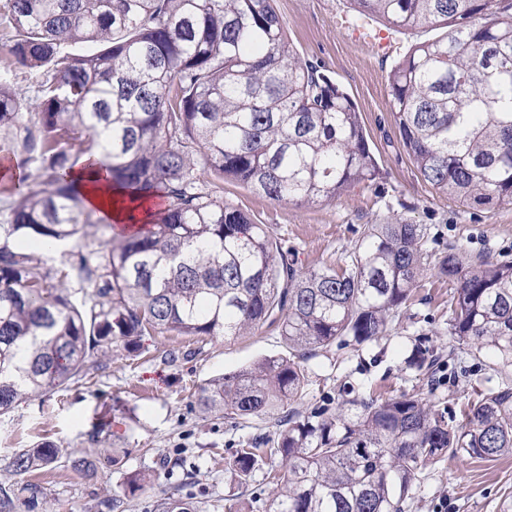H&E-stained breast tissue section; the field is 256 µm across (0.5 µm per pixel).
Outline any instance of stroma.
Listing matches in <instances>:
<instances>
[{
    "mask_svg": "<svg viewBox=\"0 0 512 512\" xmlns=\"http://www.w3.org/2000/svg\"><path fill=\"white\" fill-rule=\"evenodd\" d=\"M274 7L297 55L319 64L355 102L381 175L313 204L274 202L228 181L225 202L254 223L268 225L303 269L339 262L367 225L401 221L424 225L429 253L453 244L470 259L488 254L512 262V204L488 211L437 193L418 173L391 114L386 89L391 67L415 44L443 38L446 28L425 25L394 34L391 51L380 55L353 32L337 29V16L351 12L350 0H274ZM453 292L447 279L425 270L410 300L396 311L391 330L361 357L334 347L308 361L311 383L295 399L294 409L306 415L368 389L384 396L431 390L449 424H464L463 410L475 391L487 380H500L503 372L489 353L473 355L466 343L449 336ZM420 333L435 350L454 349L455 377L434 385L407 369L405 358ZM168 351L178 355L170 364L162 361ZM287 352L277 330L267 326L202 342L173 334L148 336L135 355L115 342L106 369L24 399L0 416V483L12 480L6 464L16 449L50 442L91 458L96 467L86 475L60 465L34 471L30 478L42 483L47 498L23 504L20 512H107L104 501L127 473L148 471L159 458L181 455L198 471L197 483L185 492L202 502L204 512H225L237 500L248 512H272L274 492L265 472H254L243 484L228 462L243 441L274 435V419L236 426L199 412L195 394L213 375ZM409 512H512V456L487 461L447 455L429 464Z\"/></svg>",
    "mask_w": 512,
    "mask_h": 512,
    "instance_id": "35a3bbf8",
    "label": "stroma"
}]
</instances>
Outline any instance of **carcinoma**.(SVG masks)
Instances as JSON below:
<instances>
[{"instance_id": "obj_1", "label": "carcinoma", "mask_w": 512, "mask_h": 512, "mask_svg": "<svg viewBox=\"0 0 512 512\" xmlns=\"http://www.w3.org/2000/svg\"><path fill=\"white\" fill-rule=\"evenodd\" d=\"M357 16L396 28L443 23L390 71L387 93L403 145L436 191L493 209L512 203V0H351ZM7 52L43 72L33 113L20 123L11 65L0 71V150L35 171L0 209V415L63 386L144 336L234 337L276 324L288 354L266 356L199 387L204 414L230 423L283 411L229 462L266 479L273 512H404L428 462L445 454L512 455V382L480 391L454 427L431 395L373 396L307 416L286 410L309 385L305 362L333 345L353 351L390 329L429 255L420 224H370L344 263L306 271L264 224L224 202L196 171L276 202L312 204L380 175L357 106L320 66L291 47L273 0H4ZM81 46L79 51L72 47ZM80 141L77 164L69 144ZM131 202L161 199L147 227L85 245L69 269L24 243L86 236L90 213L72 174L95 165ZM433 268L455 283L448 332L512 366V264L464 261L459 247ZM82 294L81 302L72 300ZM409 367L451 365L420 342ZM66 458L42 443L16 450V477ZM184 467L165 458L126 476L145 490ZM47 497L26 480L0 487V512ZM148 512H203L167 494Z\"/></svg>"}]
</instances>
